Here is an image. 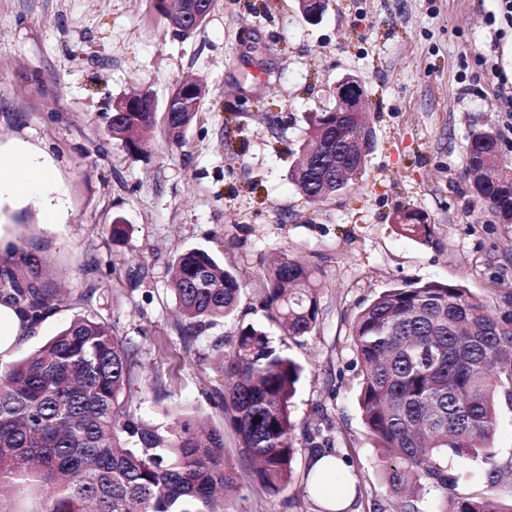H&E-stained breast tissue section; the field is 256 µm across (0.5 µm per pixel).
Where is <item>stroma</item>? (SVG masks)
Returning a JSON list of instances; mask_svg holds the SVG:
<instances>
[{"label": "stroma", "mask_w": 512, "mask_h": 512, "mask_svg": "<svg viewBox=\"0 0 512 512\" xmlns=\"http://www.w3.org/2000/svg\"><path fill=\"white\" fill-rule=\"evenodd\" d=\"M496 12L494 0H331L312 24L297 0H215L185 36L156 0H0V144L41 149L66 207L51 224L37 200L0 205L12 245L37 255L45 287L61 294L14 359L76 316L105 321L135 351L131 415L165 428L185 408L223 430L239 487L226 512H322L306 488L322 443L391 512L356 402V314L385 289L429 281L512 314V225L475 200L464 174L473 128L494 125L512 143V23ZM347 75L365 85L373 146L346 191L313 204L288 174L310 113L333 107ZM185 80L207 95L174 145L165 104ZM143 91L154 126L132 153L109 121L116 101ZM403 210L426 215L430 237L402 236ZM117 221L124 237L112 234ZM192 248L241 282L235 315L194 336L169 285ZM283 255L314 270L319 321L297 340L275 335L302 372L293 477L270 494L224 411L221 367L241 325L267 323L264 275Z\"/></svg>", "instance_id": "35a3bbf8"}]
</instances>
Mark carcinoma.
I'll use <instances>...</instances> for the list:
<instances>
[{"label": "carcinoma", "instance_id": "carcinoma-1", "mask_svg": "<svg viewBox=\"0 0 512 512\" xmlns=\"http://www.w3.org/2000/svg\"><path fill=\"white\" fill-rule=\"evenodd\" d=\"M204 10L169 23L187 34L204 21ZM194 112H169L168 133L178 143ZM154 103L140 112H112L110 135L130 152L140 146L124 137L134 128L149 133ZM492 126L471 130L466 159L497 147ZM316 148L318 166L290 174L312 202L344 191L359 169L336 178V113L315 112L302 147ZM465 175L474 194L502 224H512V188L494 174ZM407 237H427L431 227L414 210L396 216ZM0 267V290L40 317L54 296L39 281L37 258L23 250ZM313 270L282 256L268 269L266 307L285 335H309L319 318ZM172 289L194 335L235 311L240 284L224 264L200 249L173 263ZM360 363L358 402L377 447L380 468L400 512H417L425 484L445 493L440 512H512L494 498L504 476L492 439L496 396L512 399V315L490 314L456 284L426 282L387 289L352 323ZM134 350L107 323L77 316L32 356L0 364V497L34 478L52 498L48 512H224L220 492L235 485L224 462V434L191 413L175 415L169 435L127 412L126 383ZM300 367L279 351L266 327H240L232 358L224 364V410L242 448L256 462L255 476L270 493L288 485L295 455L291 400ZM470 457L484 468L486 488L455 492L458 479L448 459Z\"/></svg>", "mask_w": 512, "mask_h": 512}]
</instances>
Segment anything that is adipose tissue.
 <instances>
[{"instance_id":"ef3b65f1","label":"adipose tissue","mask_w":512,"mask_h":512,"mask_svg":"<svg viewBox=\"0 0 512 512\" xmlns=\"http://www.w3.org/2000/svg\"><path fill=\"white\" fill-rule=\"evenodd\" d=\"M49 170L45 156L30 145L20 143L0 153V198L20 201L34 197L44 203L48 215H55L61 202ZM35 330L34 321L10 296L1 295L0 359H8ZM341 468L335 456L327 455L319 458L311 469L310 479L321 488L319 499L325 512H345L350 505V493L336 491L335 476Z\"/></svg>"}]
</instances>
